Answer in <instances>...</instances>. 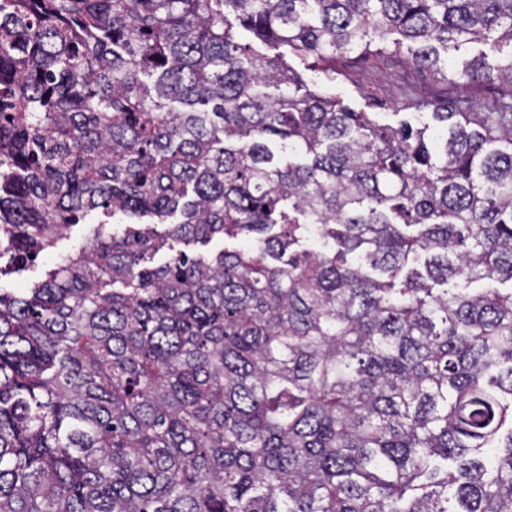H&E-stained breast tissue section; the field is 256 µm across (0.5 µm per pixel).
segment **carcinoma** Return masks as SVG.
Listing matches in <instances>:
<instances>
[{
    "instance_id": "obj_1",
    "label": "carcinoma",
    "mask_w": 512,
    "mask_h": 512,
    "mask_svg": "<svg viewBox=\"0 0 512 512\" xmlns=\"http://www.w3.org/2000/svg\"><path fill=\"white\" fill-rule=\"evenodd\" d=\"M505 43L512 0H0V249L131 220L0 291V512H512ZM378 60L433 123L328 91ZM228 20L233 24L234 29L238 34L239 42L242 45L250 47L252 52L269 58L280 53H287V48L284 46H275L272 43H263L253 38L248 31L243 30L233 14H228ZM348 107L356 112H377L375 119L379 124L398 126L403 120H408L416 125L418 122H431V117L427 113L417 114L414 110H397L389 106L375 105L372 100L365 97L363 92L350 82L336 85L333 90ZM400 112V113H394Z\"/></svg>"
}]
</instances>
